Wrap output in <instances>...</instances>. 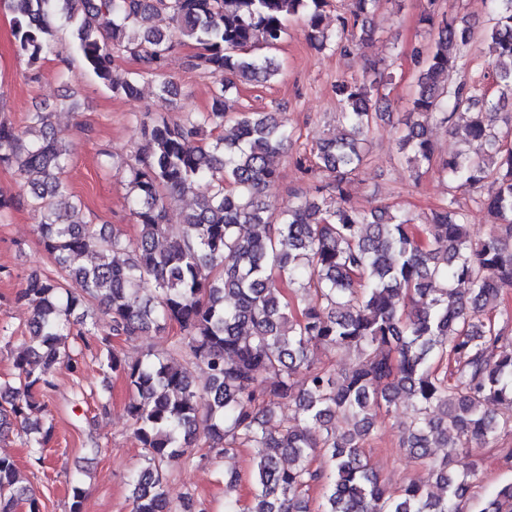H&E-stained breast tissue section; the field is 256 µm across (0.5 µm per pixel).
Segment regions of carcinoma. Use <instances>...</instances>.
I'll list each match as a JSON object with an SVG mask.
<instances>
[{
  "instance_id": "1",
  "label": "carcinoma",
  "mask_w": 512,
  "mask_h": 512,
  "mask_svg": "<svg viewBox=\"0 0 512 512\" xmlns=\"http://www.w3.org/2000/svg\"><path fill=\"white\" fill-rule=\"evenodd\" d=\"M13 14L14 36L37 79L45 55L77 53L115 95L137 92L150 77L170 92L165 62L183 42L194 43L191 66L214 79L210 111L171 123L157 116L141 125L143 144L112 160L126 175L138 232L73 219L80 201L63 179L71 147L46 112H32L27 129L0 118V167L15 170L42 213L41 247L54 274L30 273L16 300L32 311L27 340L11 380L0 382V438L18 427L34 467L45 464L52 439L45 401L59 363L81 370L83 351L125 379L126 411L144 466L128 478L131 512H206L192 500H170L168 469L190 459L204 440L212 459L253 449L252 497L233 496L239 473L224 472V512H311L309 490L321 486L316 512H463L475 466L451 457L472 443L498 444L512 431V122L499 124L512 99V0H492L484 29L499 96L478 95L440 77L464 65L475 31L455 18L426 12L430 43L415 50L416 91L398 139L418 176L432 170L449 189L491 181L480 204L495 224L477 239L457 197L414 224L391 206L349 204L346 184L366 161L367 136L393 75L371 65L334 84L343 132L299 154L295 166L317 179L314 191L272 216L266 189L279 179L274 159L292 140L272 112L229 113L240 82L267 83L279 74L273 56L287 22L304 19L317 51L348 50L372 35L380 0H349L330 32L329 0H0ZM63 19L69 46L56 39ZM145 18L155 24L139 27ZM178 38H173L170 28ZM132 56L137 77L114 75V54ZM469 114L453 133L478 146L472 154L435 157L434 125ZM211 184L182 223H169L173 199ZM467 288V294L459 291ZM178 327L173 350L130 362L112 338ZM355 351L357 366H319L313 348ZM206 375L198 389L197 373ZM303 375L298 386L297 375ZM415 415L404 446L418 460L446 454L429 478L443 494L416 482L390 492L364 456L380 413L401 397ZM290 404L294 417L273 424ZM349 428L336 432V414ZM320 456L323 464L312 466ZM70 512H83L84 489L70 481ZM41 512L17 465L0 455V512ZM480 512H512V482L486 498Z\"/></svg>"
}]
</instances>
